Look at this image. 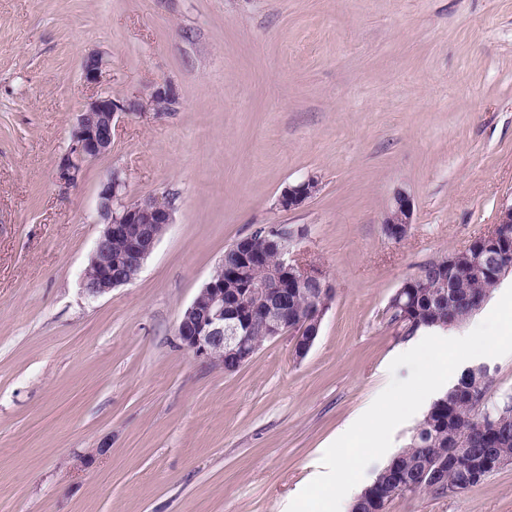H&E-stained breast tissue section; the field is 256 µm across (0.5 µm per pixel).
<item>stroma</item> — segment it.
I'll return each instance as SVG.
<instances>
[{
  "instance_id": "obj_1",
  "label": "stroma",
  "mask_w": 512,
  "mask_h": 512,
  "mask_svg": "<svg viewBox=\"0 0 512 512\" xmlns=\"http://www.w3.org/2000/svg\"><path fill=\"white\" fill-rule=\"evenodd\" d=\"M99 91L142 108L63 185ZM115 169L127 200L167 196L174 221L132 283L90 299ZM311 176L317 194L283 209ZM400 193L414 216L395 242L382 219ZM511 202L512 0H0V512H287L409 375L388 371L407 343L386 315L396 289ZM259 224L299 229L296 255L335 295L304 359L283 336L230 373L175 328ZM387 512H512V464ZM318 189V181L309 177L296 185L288 186L281 195L280 205L286 210L296 209L311 199Z\"/></svg>"
}]
</instances>
